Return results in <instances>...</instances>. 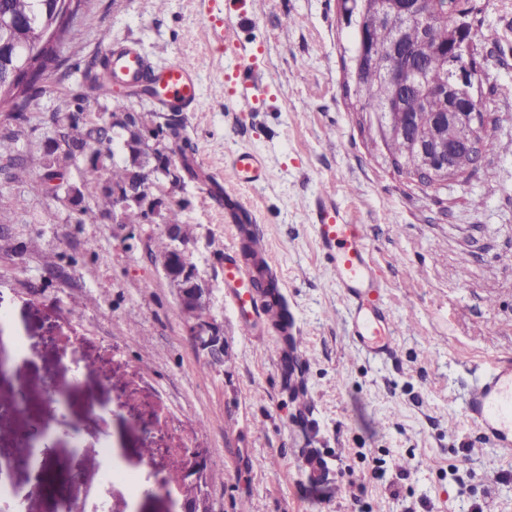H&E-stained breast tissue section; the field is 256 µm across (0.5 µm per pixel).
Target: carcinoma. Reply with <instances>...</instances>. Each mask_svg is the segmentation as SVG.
<instances>
[{"instance_id":"1","label":"carcinoma","mask_w":512,"mask_h":512,"mask_svg":"<svg viewBox=\"0 0 512 512\" xmlns=\"http://www.w3.org/2000/svg\"><path fill=\"white\" fill-rule=\"evenodd\" d=\"M86 5L87 0H0V14L21 21L29 20L27 25L19 23L12 28H0V112H9L17 128H22L27 106L44 74L66 63L61 57V49L69 41L74 24ZM457 7V0H423L419 12L425 18L415 20L406 29L405 54L400 62L404 63L410 58L420 61L422 79L427 86L444 82L449 76V67L440 56L418 59L421 47L428 44L441 49L448 45L447 18L452 15L456 16L461 28L468 32L473 30L474 16L463 10L455 11ZM366 35L370 43L376 46L378 54L372 63L360 69L356 68V56H351L349 73L357 77L355 94L360 103L359 112L369 126L374 127L385 121L387 102L393 99V88L386 78V72L393 65V59L388 54L393 30L387 22L373 20ZM23 61L27 62V70L14 76V71ZM133 95L152 96L149 77H142L141 85L131 94L115 93L111 96L106 121L93 120L88 116L87 100L82 94L71 95L64 108L51 116L56 128L53 143L58 154L51 162L43 164L38 183L48 185L61 178L60 169L78 160L82 161L81 185L94 187L96 195L93 205L85 204L77 209L78 224L88 221L101 223L112 219L118 211L122 213L125 224L143 223L145 213L141 207L133 204L125 206L112 196V185L126 183L135 172L141 173L147 183L160 166L178 161L190 178L200 179L194 168L199 147L186 135L185 125L178 113H146L148 121L160 120V132L166 133L161 147L156 149L145 142L140 126L117 121V118L133 109ZM436 108L437 102L425 103L418 92L403 96L401 111L417 113V120L411 124L410 140L427 139L430 112ZM115 128L121 130L119 147L125 162L109 165L107 160L113 153L111 145L114 144ZM205 181L208 182L209 196L224 207L226 216L238 228L241 256L256 271L253 279L255 286L260 289L263 297L280 307L283 318H288L287 304L279 293L278 282L266 274L265 262L259 256L257 238L249 215L224 193L219 184L208 177ZM164 219L167 224L179 225L184 241L191 240L193 226L183 221L182 206L169 205Z\"/></svg>"}]
</instances>
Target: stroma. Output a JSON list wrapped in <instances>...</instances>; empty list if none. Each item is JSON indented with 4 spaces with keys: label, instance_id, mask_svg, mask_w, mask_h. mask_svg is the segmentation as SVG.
Returning <instances> with one entry per match:
<instances>
[{
    "label": "stroma",
    "instance_id": "stroma-1",
    "mask_svg": "<svg viewBox=\"0 0 512 512\" xmlns=\"http://www.w3.org/2000/svg\"><path fill=\"white\" fill-rule=\"evenodd\" d=\"M482 21L474 41L481 64L479 97L488 133L499 144L472 175L441 188L408 182L384 161L346 94L344 60L353 49L338 0H224L209 15L203 0H90L64 55L105 57L101 31L136 43L158 66L191 61L201 94L184 113L200 146L198 167L256 217L279 271L288 309L304 328L298 348L308 402L292 401L280 372L273 330L245 334L224 298V247L238 236L206 185L186 180L171 202H183L195 227L188 245L210 288L209 316L224 333L226 355L207 367L192 345L175 290L150 253L157 224L76 223L72 208L37 188L45 146L55 138L53 112L69 95L88 97L103 114L106 95L84 70L61 67L25 112L24 133L0 144L20 156L31 175L18 183L0 174V310L10 313L26 351L0 370V398L14 387L41 400L49 382L69 383L82 370V389L64 414L42 407L55 464H80L70 488L77 512H180L172 500L132 494L104 483L99 450L156 490L169 482V460L146 454L154 436L139 404L166 395L180 425L204 421L207 491L214 512H512V459L489 446L463 416L476 369L512 358V0H476ZM232 23L267 79L265 100L242 112L223 44L209 26ZM246 147L268 161V180L235 183L226 165ZM335 190L351 223L364 225L385 284L396 332L392 359L377 363L351 342L345 299L336 288L309 222L315 195ZM56 255L65 276L49 274ZM81 255L78 266L68 264ZM140 314L129 336V311ZM68 314L85 336L73 354L46 344L50 325ZM79 429V441L64 423ZM307 454L328 457L329 483L312 487L299 468Z\"/></svg>",
    "mask_w": 512,
    "mask_h": 512
}]
</instances>
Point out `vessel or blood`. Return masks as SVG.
I'll use <instances>...</instances> for the list:
<instances>
[{"label":"vessel or blood","instance_id":"obj_1","mask_svg":"<svg viewBox=\"0 0 512 512\" xmlns=\"http://www.w3.org/2000/svg\"><path fill=\"white\" fill-rule=\"evenodd\" d=\"M214 40L224 45V55L234 63V101L243 111L256 109L267 85L264 73L236 36L233 26L212 29ZM113 70L120 76H140L144 58L135 44L111 48ZM158 105L170 112L194 111L200 96L196 66L175 62L152 70ZM238 185L254 186L268 174L264 156L242 149L230 158ZM310 223L318 248L331 268L333 281L349 306V333L356 347L370 359L391 357L395 338L389 327L384 300V281L368 244L365 227L350 223L335 195H317L310 207ZM224 285L229 305L240 315L247 333L258 323L279 321L278 310L269 308L251 286V275L232 249L224 251ZM280 322V321H279ZM463 414L481 431L484 440L512 453V359H498L480 370L465 398ZM300 469L307 481L318 485L327 477L329 463L322 457L304 458Z\"/></svg>","mask_w":512,"mask_h":512}]
</instances>
